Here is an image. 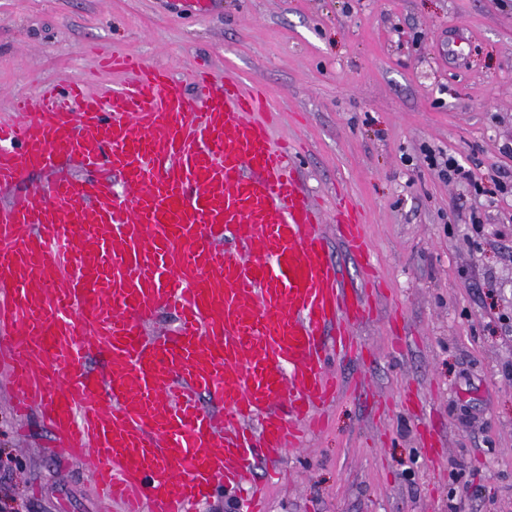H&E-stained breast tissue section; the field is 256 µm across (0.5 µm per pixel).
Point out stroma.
<instances>
[{"label":"stroma","instance_id":"35a3bbf8","mask_svg":"<svg viewBox=\"0 0 512 512\" xmlns=\"http://www.w3.org/2000/svg\"><path fill=\"white\" fill-rule=\"evenodd\" d=\"M100 47L266 87L327 224L340 192L364 214L384 284L359 354L334 364L361 387L288 452L268 512H512V0H0V120L46 83H122ZM428 150L474 180H442ZM48 443L0 373V455L19 462L0 493L19 512H114Z\"/></svg>","mask_w":512,"mask_h":512}]
</instances>
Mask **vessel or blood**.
I'll use <instances>...</instances> for the list:
<instances>
[{
    "instance_id": "1",
    "label": "vessel or blood",
    "mask_w": 512,
    "mask_h": 512,
    "mask_svg": "<svg viewBox=\"0 0 512 512\" xmlns=\"http://www.w3.org/2000/svg\"><path fill=\"white\" fill-rule=\"evenodd\" d=\"M108 66L131 80L56 83L0 122L1 188L55 174L0 208V365L15 412L124 512H187L321 425L342 388L329 363L357 353L349 325L379 275L347 197L334 236L318 230L263 86L200 70L190 94L145 59ZM68 160L113 176L61 174ZM167 310L174 328L147 334Z\"/></svg>"
}]
</instances>
